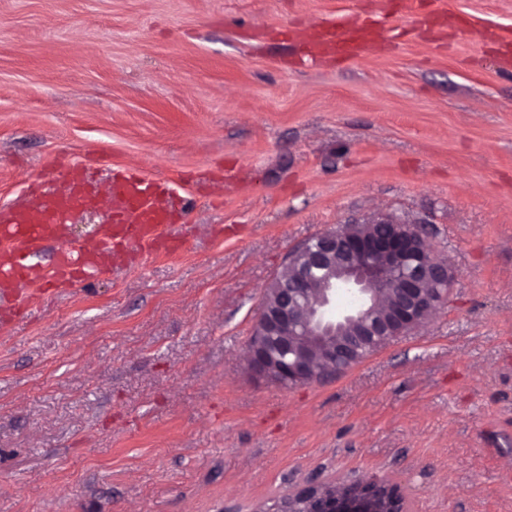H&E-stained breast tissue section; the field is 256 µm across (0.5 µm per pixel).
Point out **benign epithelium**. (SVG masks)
I'll list each match as a JSON object with an SVG mask.
<instances>
[{
    "label": "benign epithelium",
    "instance_id": "benign-epithelium-1",
    "mask_svg": "<svg viewBox=\"0 0 512 512\" xmlns=\"http://www.w3.org/2000/svg\"><path fill=\"white\" fill-rule=\"evenodd\" d=\"M356 231L329 228L287 257L292 276L275 277L265 290L247 345L248 372L285 386L326 381L361 361L368 348L381 349L419 330L448 298L454 271L429 246L424 222L374 212L352 224ZM342 295L353 305L341 317L333 305ZM346 492L303 485L257 512H403L392 487L356 479Z\"/></svg>",
    "mask_w": 512,
    "mask_h": 512
}]
</instances>
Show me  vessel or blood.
Wrapping results in <instances>:
<instances>
[{
    "mask_svg": "<svg viewBox=\"0 0 512 512\" xmlns=\"http://www.w3.org/2000/svg\"><path fill=\"white\" fill-rule=\"evenodd\" d=\"M295 40L315 60L352 59L365 49L359 27L347 23L299 32ZM103 196L111 205L105 223L91 245L73 247V221L97 210ZM175 199L174 190L157 178L116 173L102 181L80 164L69 166L61 178L44 173L22 202L0 205V299L13 301L0 308V320L17 316L24 302L21 287L45 292L82 285L129 258L169 248L173 238L168 230L177 220ZM48 241L59 249L47 269L37 257Z\"/></svg>",
    "mask_w": 512,
    "mask_h": 512,
    "instance_id": "1",
    "label": "vessel or blood"
}]
</instances>
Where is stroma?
Masks as SVG:
<instances>
[{"mask_svg":"<svg viewBox=\"0 0 512 512\" xmlns=\"http://www.w3.org/2000/svg\"><path fill=\"white\" fill-rule=\"evenodd\" d=\"M346 18L380 48L289 36ZM485 28L512 37V0H0V204L57 158L195 200L176 251L0 326V512H254L311 477L512 512V73ZM376 211L430 222L447 304L335 380L253 379L288 251Z\"/></svg>","mask_w":512,"mask_h":512,"instance_id":"stroma-1","label":"stroma"}]
</instances>
